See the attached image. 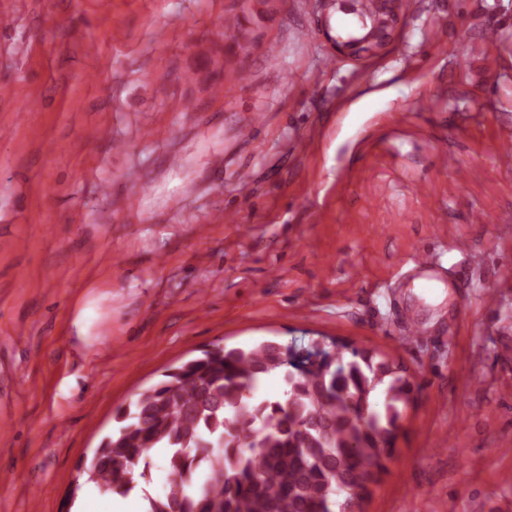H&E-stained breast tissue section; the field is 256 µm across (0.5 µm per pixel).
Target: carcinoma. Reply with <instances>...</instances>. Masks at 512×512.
<instances>
[{
  "mask_svg": "<svg viewBox=\"0 0 512 512\" xmlns=\"http://www.w3.org/2000/svg\"><path fill=\"white\" fill-rule=\"evenodd\" d=\"M277 397L259 392L282 367ZM413 386L350 348L285 354L272 343L216 346L174 367L117 410L86 458V481L128 495L168 449L166 491L147 512H336L362 509L387 471Z\"/></svg>",
  "mask_w": 512,
  "mask_h": 512,
  "instance_id": "obj_1",
  "label": "carcinoma"
}]
</instances>
